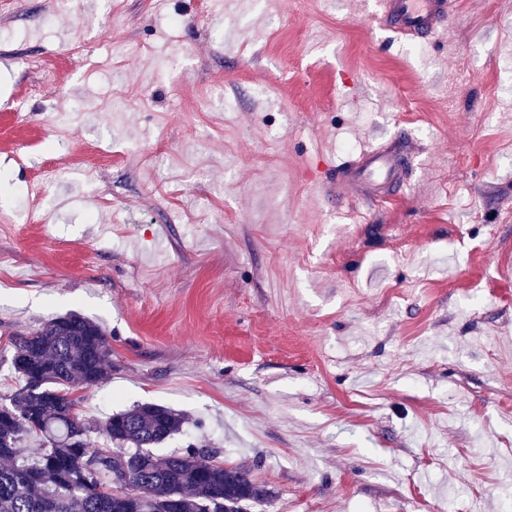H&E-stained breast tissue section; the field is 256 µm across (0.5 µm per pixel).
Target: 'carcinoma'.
Instances as JSON below:
<instances>
[{
	"instance_id": "obj_1",
	"label": "carcinoma",
	"mask_w": 512,
	"mask_h": 512,
	"mask_svg": "<svg viewBox=\"0 0 512 512\" xmlns=\"http://www.w3.org/2000/svg\"><path fill=\"white\" fill-rule=\"evenodd\" d=\"M10 369L22 385L0 397V512H243L269 497L240 466L208 448L158 454L183 414L140 403L97 428L80 416L81 390L108 378L99 323L78 313L18 335ZM109 444L101 448L91 435Z\"/></svg>"
}]
</instances>
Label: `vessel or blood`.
<instances>
[{
	"label": "vessel or blood",
	"instance_id": "obj_1",
	"mask_svg": "<svg viewBox=\"0 0 512 512\" xmlns=\"http://www.w3.org/2000/svg\"><path fill=\"white\" fill-rule=\"evenodd\" d=\"M378 6L383 20L400 34L433 33L450 16L449 0H378ZM403 155L400 145L375 144L346 161L326 191L343 205L378 206L388 189L404 185Z\"/></svg>",
	"mask_w": 512,
	"mask_h": 512
}]
</instances>
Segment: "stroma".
<instances>
[{
    "label": "stroma",
    "instance_id": "35a3bbf8",
    "mask_svg": "<svg viewBox=\"0 0 512 512\" xmlns=\"http://www.w3.org/2000/svg\"><path fill=\"white\" fill-rule=\"evenodd\" d=\"M0 12V356L100 323L90 422L137 402L271 496L502 512L512 491V0L415 39L372 0H14ZM53 52L52 82L24 68ZM416 143L375 211L321 193ZM66 140L67 150L57 147Z\"/></svg>",
    "mask_w": 512,
    "mask_h": 512
}]
</instances>
